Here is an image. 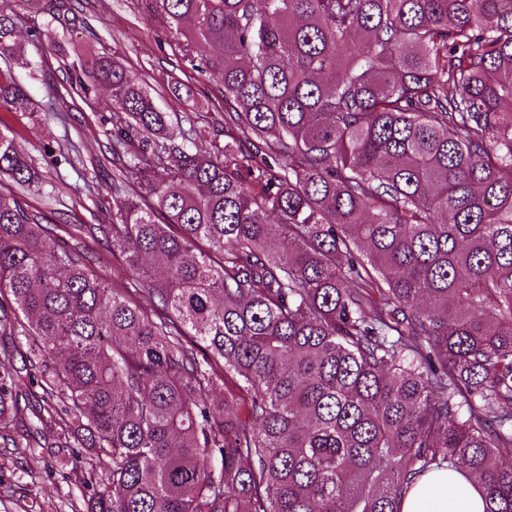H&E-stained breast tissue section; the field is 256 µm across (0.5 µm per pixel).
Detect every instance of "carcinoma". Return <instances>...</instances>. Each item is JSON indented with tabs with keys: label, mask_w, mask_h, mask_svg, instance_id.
<instances>
[{
	"label": "carcinoma",
	"mask_w": 512,
	"mask_h": 512,
	"mask_svg": "<svg viewBox=\"0 0 512 512\" xmlns=\"http://www.w3.org/2000/svg\"><path fill=\"white\" fill-rule=\"evenodd\" d=\"M0 6V111L34 112ZM221 79L227 140L110 53L129 279L0 194V441L88 448L87 512H401L464 471L512 512V0H141ZM0 177L37 179L0 128ZM37 385L41 403L21 406Z\"/></svg>",
	"instance_id": "cac0c4a2"
}]
</instances>
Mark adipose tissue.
Returning a JSON list of instances; mask_svg holds the SVG:
<instances>
[{
  "mask_svg": "<svg viewBox=\"0 0 512 512\" xmlns=\"http://www.w3.org/2000/svg\"><path fill=\"white\" fill-rule=\"evenodd\" d=\"M401 512H484V502L459 473L431 472L404 498Z\"/></svg>",
  "mask_w": 512,
  "mask_h": 512,
  "instance_id": "adipose-tissue-1",
  "label": "adipose tissue"
}]
</instances>
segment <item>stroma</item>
<instances>
[{
  "instance_id": "stroma-1",
  "label": "stroma",
  "mask_w": 512,
  "mask_h": 512,
  "mask_svg": "<svg viewBox=\"0 0 512 512\" xmlns=\"http://www.w3.org/2000/svg\"><path fill=\"white\" fill-rule=\"evenodd\" d=\"M52 3L43 0L41 10H23L17 16L30 64L15 69L14 75L38 109L0 112V127L14 132L38 179L21 191L2 180L0 193H21L29 210L44 223L59 225L64 237L73 224L107 223L100 201L112 194V168L100 163L108 145L106 104L111 95L103 88L87 99L66 90L65 63L78 56L114 54L144 79L163 111L187 117L212 135L224 117L216 109L220 81L185 69L166 26L140 12L137 0H68L74 18L57 26L58 43L47 52L34 43L33 35L50 22ZM177 80L187 89L175 96L170 86ZM87 454L84 448L0 451V512H85L83 479L89 470L78 459Z\"/></svg>"
}]
</instances>
